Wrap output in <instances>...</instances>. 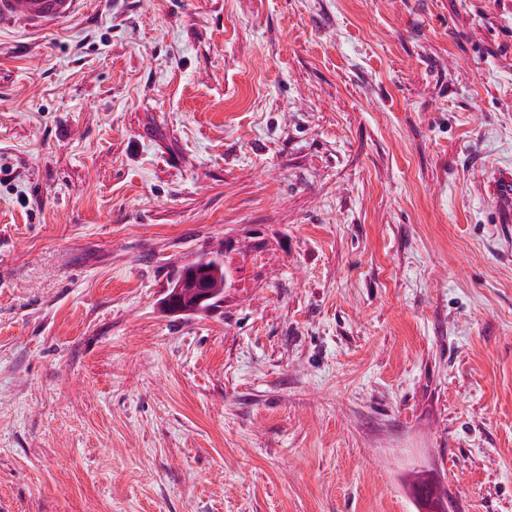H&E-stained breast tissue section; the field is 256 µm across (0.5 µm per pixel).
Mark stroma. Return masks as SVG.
I'll return each mask as SVG.
<instances>
[{
    "mask_svg": "<svg viewBox=\"0 0 512 512\" xmlns=\"http://www.w3.org/2000/svg\"><path fill=\"white\" fill-rule=\"evenodd\" d=\"M502 170L512 0L0 28V512H512ZM217 256L218 253H216L215 257L208 260H206V258H202L190 266L192 267L197 264L204 263L209 269L208 278L211 281L212 288H218V292L220 293V295L216 296L214 299L212 298L216 291L208 288V279L206 277L205 269L193 267L187 270L185 275L187 281L193 286V288H196L195 304L200 306L203 302L212 299L204 303V305L210 304L213 307V310L220 308V305L218 304L224 301V285L226 282L224 263L222 260H219Z\"/></svg>",
    "mask_w": 512,
    "mask_h": 512,
    "instance_id": "1",
    "label": "stroma"
}]
</instances>
